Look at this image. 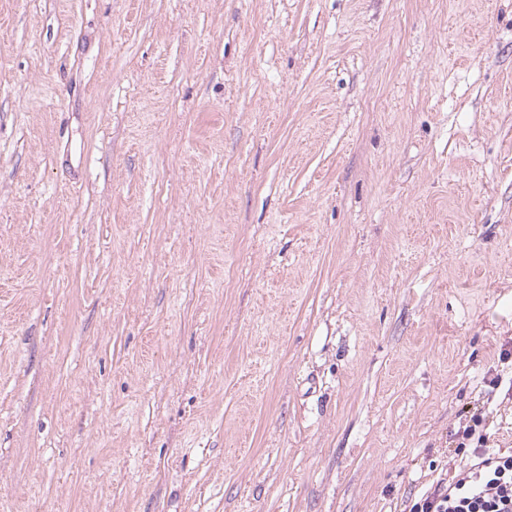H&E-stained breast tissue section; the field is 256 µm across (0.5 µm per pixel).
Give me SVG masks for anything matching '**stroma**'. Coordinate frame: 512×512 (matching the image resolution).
Returning a JSON list of instances; mask_svg holds the SVG:
<instances>
[{
  "instance_id": "obj_1",
  "label": "stroma",
  "mask_w": 512,
  "mask_h": 512,
  "mask_svg": "<svg viewBox=\"0 0 512 512\" xmlns=\"http://www.w3.org/2000/svg\"><path fill=\"white\" fill-rule=\"evenodd\" d=\"M508 341L512 0H0V512H405Z\"/></svg>"
}]
</instances>
